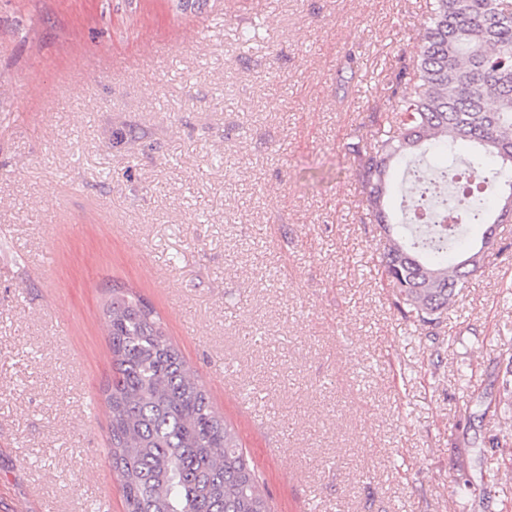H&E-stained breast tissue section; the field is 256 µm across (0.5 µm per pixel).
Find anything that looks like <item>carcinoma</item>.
<instances>
[{"instance_id":"obj_1","label":"carcinoma","mask_w":512,"mask_h":512,"mask_svg":"<svg viewBox=\"0 0 512 512\" xmlns=\"http://www.w3.org/2000/svg\"><path fill=\"white\" fill-rule=\"evenodd\" d=\"M426 11L415 54L391 73L387 108L370 115V141L348 150L388 241L381 280L434 328L487 255L452 268L439 258L464 225L488 221V198L512 197V0H426ZM460 141L471 146L464 158L456 155ZM432 145L448 156L435 168L427 159ZM487 156L500 166H489ZM398 159L413 163V215L393 223L384 197ZM104 312L112 377L103 394L125 512H270L236 433L153 309L114 291Z\"/></svg>"}]
</instances>
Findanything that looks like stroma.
Wrapping results in <instances>:
<instances>
[{
  "mask_svg": "<svg viewBox=\"0 0 512 512\" xmlns=\"http://www.w3.org/2000/svg\"><path fill=\"white\" fill-rule=\"evenodd\" d=\"M427 20L424 0H0V512H125L116 289L152 306L271 512H512V222L420 325L379 280L346 149Z\"/></svg>",
  "mask_w": 512,
  "mask_h": 512,
  "instance_id": "stroma-1",
  "label": "stroma"
}]
</instances>
